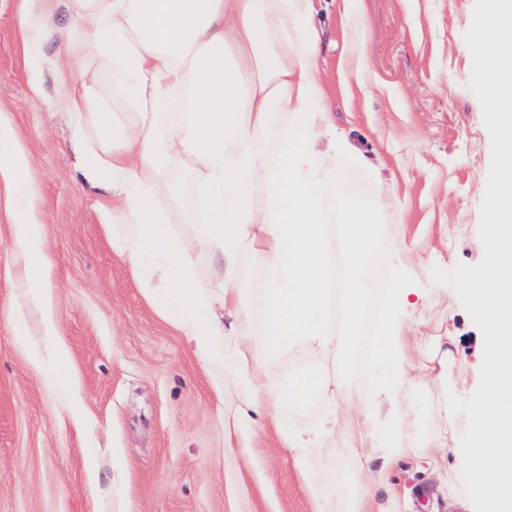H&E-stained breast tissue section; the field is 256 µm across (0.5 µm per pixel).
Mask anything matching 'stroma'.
<instances>
[{
    "instance_id": "1",
    "label": "stroma",
    "mask_w": 512,
    "mask_h": 512,
    "mask_svg": "<svg viewBox=\"0 0 512 512\" xmlns=\"http://www.w3.org/2000/svg\"><path fill=\"white\" fill-rule=\"evenodd\" d=\"M321 66L336 130L360 151L328 175L337 201L373 210L383 234L367 266L368 305L389 304L393 243L405 239L416 273L414 321L429 335L456 329L462 364L478 382V321L467 283L488 222L482 186L498 168L497 132L468 49L483 0H314ZM22 0H0V112L6 113L40 182L39 234L52 262L49 339L22 324L11 254L12 214L0 181V512H312L278 431L313 428L312 400L256 416L251 440L224 432L233 385L217 388L182 338L155 312L112 247L108 194L81 177L84 162L66 118L49 111L59 93L44 70V97L20 31ZM65 350L80 418L60 406L57 368L31 364L51 343ZM374 344L356 342L336 378L344 399L374 395ZM390 482L403 512H448L444 471L413 456Z\"/></svg>"
}]
</instances>
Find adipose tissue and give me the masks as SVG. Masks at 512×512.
I'll return each mask as SVG.
<instances>
[{
  "mask_svg": "<svg viewBox=\"0 0 512 512\" xmlns=\"http://www.w3.org/2000/svg\"><path fill=\"white\" fill-rule=\"evenodd\" d=\"M22 35L32 75L51 68L66 117L88 164L85 180L112 199V247L131 267L159 316L204 366L244 388L224 429L254 430L256 412L319 398L328 406L317 431L280 435L293 452L313 512H386L374 489L394 461L444 454L447 404L421 417L413 396L463 385L455 336H415L410 289L372 329L379 351L378 403L336 398V370L352 360L364 327V269L381 226L364 208L335 207L312 155V127L322 121L333 150L350 151L326 109L313 0H22ZM67 55L46 59L42 45L57 7ZM469 49L486 86L498 134V170L483 192L488 227L485 266L467 286L482 334L481 394L467 409L469 443L448 475L464 472L465 512H512V0H485ZM10 187L12 254L25 313L55 336L48 305L51 263L35 206L39 188L13 126L0 119V179ZM202 224V234L182 232ZM339 225V245L328 227ZM340 249L341 291L329 262ZM220 256L209 282L197 277L202 252ZM261 262L264 308L255 313L241 287L247 262ZM300 347L321 361L270 384L267 369ZM387 404L390 429L378 420ZM349 429L354 446L336 433ZM352 457V483L334 487L308 466L307 449ZM381 458L374 471L365 462Z\"/></svg>",
  "mask_w": 512,
  "mask_h": 512,
  "instance_id": "ef3b65f1",
  "label": "adipose tissue"
}]
</instances>
